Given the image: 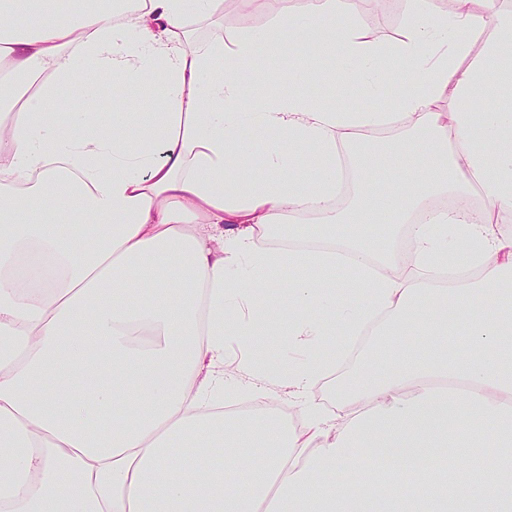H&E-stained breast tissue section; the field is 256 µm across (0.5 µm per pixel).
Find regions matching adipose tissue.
Listing matches in <instances>:
<instances>
[{"instance_id": "obj_1", "label": "adipose tissue", "mask_w": 512, "mask_h": 512, "mask_svg": "<svg viewBox=\"0 0 512 512\" xmlns=\"http://www.w3.org/2000/svg\"><path fill=\"white\" fill-rule=\"evenodd\" d=\"M295 1L284 25L228 46L186 35L217 0H0V512H404L412 497L417 512H512V236L498 228L512 218V13L492 24L495 0H450L431 19L428 0H406L386 44L337 25L348 0ZM307 39L347 90L389 107L291 94L242 109L251 79H303L257 70V49ZM92 69L160 87V111H93ZM492 71L499 99L476 110ZM52 100L71 102L66 123ZM400 124L409 144L363 150L364 130ZM258 143L265 175L238 180ZM350 176L357 194L336 209ZM439 197L450 206L431 208ZM336 227L340 249L301 248ZM275 230L294 247H269ZM451 242L461 276L441 285ZM284 268L285 321L266 295ZM337 331L373 339L336 385L339 414L310 393L332 358L257 366L266 345ZM231 341L253 394L287 388L299 427L215 407ZM486 446L495 464L457 477ZM365 468L377 479L338 478Z\"/></svg>"}]
</instances>
